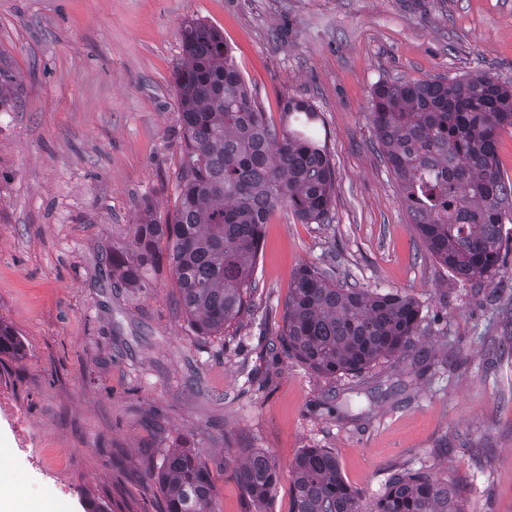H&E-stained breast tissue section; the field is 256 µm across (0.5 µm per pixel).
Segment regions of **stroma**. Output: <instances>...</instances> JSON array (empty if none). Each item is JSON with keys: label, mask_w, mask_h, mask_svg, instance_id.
Listing matches in <instances>:
<instances>
[{"label": "stroma", "mask_w": 512, "mask_h": 512, "mask_svg": "<svg viewBox=\"0 0 512 512\" xmlns=\"http://www.w3.org/2000/svg\"><path fill=\"white\" fill-rule=\"evenodd\" d=\"M191 20L224 34L256 105L321 117L333 220L275 211L253 311L195 334L169 266L146 287L112 271L145 208L172 214L183 159L174 72ZM484 71L512 83V0H0V462L30 512H160L158 466L195 450L215 512H247L242 449L288 471L335 452L364 501L394 473L465 488L467 512H512V239L493 281L465 282L425 248L370 113L384 81ZM308 265L420 309L400 357L318 376L279 350L283 304ZM0 355L19 361L24 355V345L14 329L0 320Z\"/></svg>", "instance_id": "1"}]
</instances>
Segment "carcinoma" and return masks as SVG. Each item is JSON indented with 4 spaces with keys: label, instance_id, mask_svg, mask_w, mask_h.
Wrapping results in <instances>:
<instances>
[{
    "label": "carcinoma",
    "instance_id": "1",
    "mask_svg": "<svg viewBox=\"0 0 512 512\" xmlns=\"http://www.w3.org/2000/svg\"><path fill=\"white\" fill-rule=\"evenodd\" d=\"M175 72L184 132L174 213H147L112 252L120 281L143 288L168 262L179 304L199 336L224 334L250 312L265 224L287 209L305 224L332 219L336 174L320 116L290 97L276 127L257 107L224 34L201 21L182 33ZM372 126L429 253L462 281L488 279L505 264L512 186L500 171L501 133L512 130V85L487 73L448 81L382 82ZM419 308L401 293H374L302 266L284 302L280 349L316 374H360L400 356L414 337ZM0 355L22 359L24 345L0 320ZM235 477L256 508L280 480L275 462L251 451ZM291 512H466L462 488L424 472H398L370 504L344 479L336 453L304 448L288 473ZM163 512H213L212 480L199 455L171 451L158 473Z\"/></svg>",
    "mask_w": 512,
    "mask_h": 512
}]
</instances>
